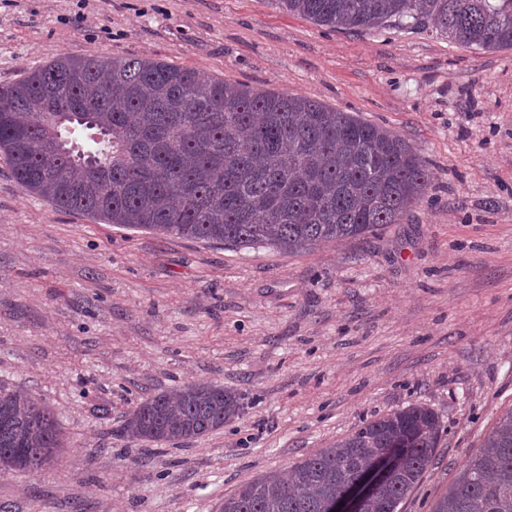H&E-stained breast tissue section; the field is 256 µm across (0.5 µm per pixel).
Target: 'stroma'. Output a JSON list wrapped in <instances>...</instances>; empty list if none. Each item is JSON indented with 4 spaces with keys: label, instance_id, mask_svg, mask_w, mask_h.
Wrapping results in <instances>:
<instances>
[{
    "label": "stroma",
    "instance_id": "1",
    "mask_svg": "<svg viewBox=\"0 0 512 512\" xmlns=\"http://www.w3.org/2000/svg\"><path fill=\"white\" fill-rule=\"evenodd\" d=\"M63 54L306 96L399 135L430 185L401 223L288 254L63 210L0 153V386L47 405L66 441L41 472H0V504L221 512L420 403L444 433L401 512H431L512 411V50L322 27L270 0H0V88ZM201 382L240 394L239 416L186 444L121 435L142 398Z\"/></svg>",
    "mask_w": 512,
    "mask_h": 512
}]
</instances>
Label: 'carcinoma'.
Returning a JSON list of instances; mask_svg holds the SVG:
<instances>
[{
  "label": "carcinoma",
  "mask_w": 512,
  "mask_h": 512,
  "mask_svg": "<svg viewBox=\"0 0 512 512\" xmlns=\"http://www.w3.org/2000/svg\"><path fill=\"white\" fill-rule=\"evenodd\" d=\"M319 26L375 30L433 24L476 50L512 49V0H271ZM82 133L88 149L75 145ZM0 151L17 182L107 224L235 249L297 253L398 224L429 185L422 159L386 129L288 93L258 91L151 58L61 56L0 89ZM242 408L220 384L143 398L121 433L179 444ZM442 434L411 404L265 475L222 512H329L378 456L397 464L361 512H400ZM63 447L48 406L0 387V470L37 473ZM432 512H512V412L467 460Z\"/></svg>",
  "instance_id": "obj_1"
}]
</instances>
